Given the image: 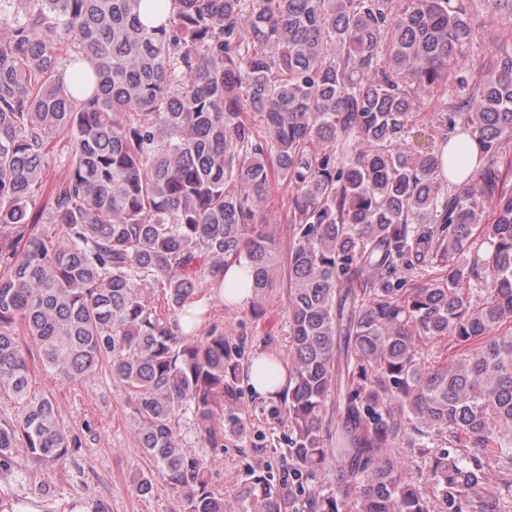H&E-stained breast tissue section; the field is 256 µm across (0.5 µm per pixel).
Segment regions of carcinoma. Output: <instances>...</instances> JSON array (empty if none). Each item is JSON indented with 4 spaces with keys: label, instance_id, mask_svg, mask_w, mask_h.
I'll use <instances>...</instances> for the list:
<instances>
[{
    "label": "carcinoma",
    "instance_id": "cac0c4a2",
    "mask_svg": "<svg viewBox=\"0 0 512 512\" xmlns=\"http://www.w3.org/2000/svg\"><path fill=\"white\" fill-rule=\"evenodd\" d=\"M471 34L464 0H0V470L83 445L32 390L31 342L62 383L105 369L123 388L156 464L137 495L159 480L179 512H226L208 457L250 433L244 356L178 316L198 325L201 283L231 263L253 299L277 286L259 204L284 183L288 465L276 486L250 470L247 512H459L485 489L484 460L512 462V44L476 66ZM474 67L445 159L410 116ZM417 266L448 273L415 286ZM441 336L445 366L418 349ZM444 433L459 450L428 457V495L393 448Z\"/></svg>",
    "mask_w": 512,
    "mask_h": 512
}]
</instances>
